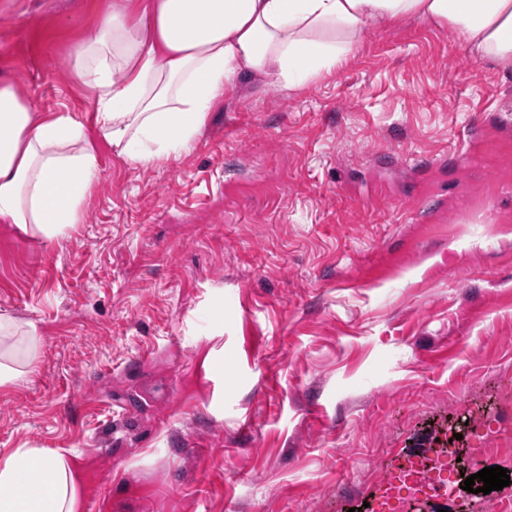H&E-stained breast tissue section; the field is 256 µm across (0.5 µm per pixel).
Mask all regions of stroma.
<instances>
[{
	"mask_svg": "<svg viewBox=\"0 0 512 512\" xmlns=\"http://www.w3.org/2000/svg\"><path fill=\"white\" fill-rule=\"evenodd\" d=\"M115 2L0 0V76L90 112L72 55ZM462 138L512 142V63L401 19L297 89L235 85L187 153L97 143L81 224L0 223V312L43 336L0 456L72 451L84 512H357L461 407L512 426V204L457 220L511 173L466 172Z\"/></svg>",
	"mask_w": 512,
	"mask_h": 512,
	"instance_id": "1",
	"label": "stroma"
}]
</instances>
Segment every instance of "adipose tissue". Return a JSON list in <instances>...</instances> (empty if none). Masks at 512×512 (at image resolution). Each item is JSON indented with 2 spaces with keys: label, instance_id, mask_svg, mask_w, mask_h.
Returning <instances> with one entry per match:
<instances>
[{
  "label": "adipose tissue",
  "instance_id": "adipose-tissue-1",
  "mask_svg": "<svg viewBox=\"0 0 512 512\" xmlns=\"http://www.w3.org/2000/svg\"><path fill=\"white\" fill-rule=\"evenodd\" d=\"M408 18L452 25L478 55L512 62V0H123L73 54L91 115L36 111L0 79V222L44 243L80 223L100 173L87 126L131 165L181 154L243 78L295 88L344 62L365 28ZM42 342L34 322L0 313V386ZM79 493L63 451L0 457V512H75Z\"/></svg>",
  "mask_w": 512,
  "mask_h": 512
}]
</instances>
